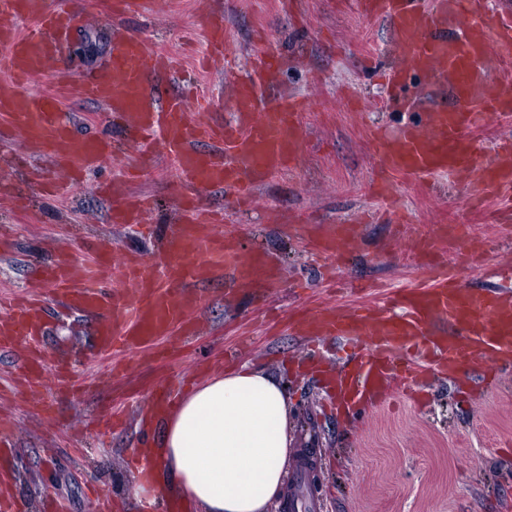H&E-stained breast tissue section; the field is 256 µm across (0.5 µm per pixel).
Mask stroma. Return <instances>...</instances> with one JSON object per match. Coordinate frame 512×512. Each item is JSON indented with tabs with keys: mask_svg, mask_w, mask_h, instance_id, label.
<instances>
[{
	"mask_svg": "<svg viewBox=\"0 0 512 512\" xmlns=\"http://www.w3.org/2000/svg\"><path fill=\"white\" fill-rule=\"evenodd\" d=\"M94 2L48 0L82 19L68 56L83 70L106 51L108 17ZM299 2L283 10L278 0H149L140 14L121 19L127 30L179 54L190 69L207 47V14L223 16L227 49L197 82L214 119H231L230 85L247 79L256 50L279 56V91L308 101L301 115L304 152L288 172L259 186L251 208H238L218 188L194 193L180 185L155 137L127 143L104 107L75 94L64 100L62 115L114 138L115 157L63 182L60 196L48 198L23 166L24 141L0 122V233L11 239L9 249L0 250V286L26 290L35 266L61 253L87 259L110 247L152 256L179 222L180 199L190 194L221 216L217 234L244 252L263 253L279 270L274 284L234 292L216 274L194 315L200 332L183 342L171 367L145 359L116 379L95 355V318L60 315L58 298L46 291L50 333L44 342L71 361L86 390L74 394L49 381L32 397L17 376L16 357L0 352V425L15 434L8 464L23 512H43L50 500L64 502L67 512H94L93 487L111 498L112 512H136L119 487L135 449L151 442L141 429L150 392L199 363L223 372L220 359L231 347L239 350L238 364L264 368L285 383L295 449L321 451L308 467L319 478L327 512H512V373L484 390L433 380L424 397L396 391L375 411L359 406L336 416L315 383L288 371L289 359L307 349L291 327L298 313L380 302L418 277L424 257L395 249L399 234L414 241L442 221L464 226L477 255L463 280L474 290L495 286L486 266L512 265V221H503L499 201H470L451 172L438 173L426 188L409 175H388L398 213L386 212V199L372 187L366 131L390 133L416 117L391 100L384 82L398 63L390 29L361 16L354 0ZM106 183L144 199L145 226L113 223L112 199L101 191ZM334 224L358 225L359 237L336 271L337 287L329 288L310 239Z\"/></svg>",
	"mask_w": 512,
	"mask_h": 512,
	"instance_id": "stroma-1",
	"label": "stroma"
}]
</instances>
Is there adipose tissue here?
I'll return each mask as SVG.
<instances>
[{"label": "adipose tissue", "mask_w": 512, "mask_h": 512, "mask_svg": "<svg viewBox=\"0 0 512 512\" xmlns=\"http://www.w3.org/2000/svg\"><path fill=\"white\" fill-rule=\"evenodd\" d=\"M286 387L265 369L241 366L183 391L158 429L148 469L128 473L140 512L172 493L196 512H270L283 494L293 440Z\"/></svg>", "instance_id": "ef3b65f1"}]
</instances>
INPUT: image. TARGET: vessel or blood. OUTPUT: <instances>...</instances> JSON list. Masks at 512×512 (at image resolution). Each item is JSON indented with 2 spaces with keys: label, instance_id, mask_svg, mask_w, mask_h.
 I'll return each instance as SVG.
<instances>
[{
  "label": "vessel or blood",
  "instance_id": "1",
  "mask_svg": "<svg viewBox=\"0 0 512 512\" xmlns=\"http://www.w3.org/2000/svg\"><path fill=\"white\" fill-rule=\"evenodd\" d=\"M361 13L389 22L396 52L404 67L391 72L388 83L404 93L410 74L448 87L460 105L452 110L424 109L420 125L388 137L369 131L379 171L405 173L420 183L437 171L454 172L485 195L512 202V140L478 154L472 129L512 114V7L493 10L488 0H358ZM0 14L31 21L29 31L1 25L0 121L20 134L54 167L75 176L101 166L114 152L111 141L82 132L77 119L60 113L61 93L31 94L27 86L49 68L65 74L66 48L77 33L75 16L49 11L46 0H0ZM168 52L139 36L113 30L104 64L82 72L81 95L103 105L127 124L130 139L158 132L165 154L181 183L192 189L222 188L248 202L269 176L288 170L301 155L300 115L305 99L275 94L279 67L264 51L253 56V76L232 88L233 119L213 123L189 117L183 96L159 91V77L175 73ZM213 148L204 152L202 141ZM112 221L135 224L143 212L139 199L114 196ZM209 217L193 199L181 208L180 223L160 252L149 259H123L121 276L132 293L105 291L114 265L111 250L88 262L71 258L38 267L35 278L59 289L68 307L102 313L96 327L99 355L122 346L129 353L156 361L167 358L163 341L187 331L202 305L199 285L218 271L231 272L244 287L275 280L261 254H242L208 229ZM468 235L440 226L423 240L427 260L423 280L395 297L399 313L357 306L345 311L323 308L305 312L295 325L303 337L329 336L364 343L359 362L336 382L338 409L377 403L396 386L401 374L415 378L434 370L454 375L478 364V382L512 370V287L486 292L464 288L456 270L443 257L449 245L466 256ZM355 243V227L340 224L320 243L328 270ZM47 312L34 298H0V351L16 349L20 339L47 333ZM456 328L442 333L440 322ZM46 348L21 353L25 376L38 385L44 375Z\"/></svg>",
  "mask_w": 512,
  "mask_h": 512
}]
</instances>
